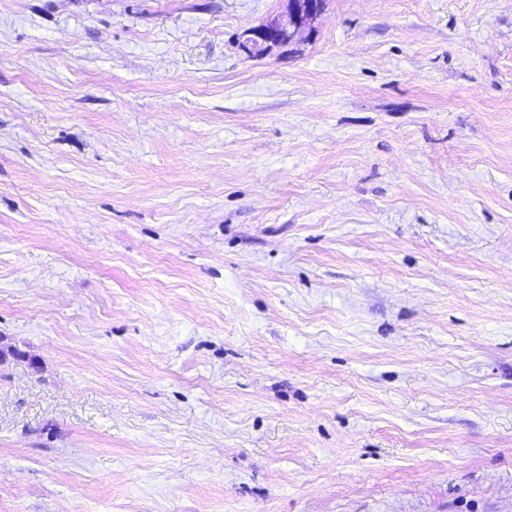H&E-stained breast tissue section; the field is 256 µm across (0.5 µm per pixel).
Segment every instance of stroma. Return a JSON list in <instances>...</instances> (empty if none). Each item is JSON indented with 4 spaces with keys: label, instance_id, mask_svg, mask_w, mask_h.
<instances>
[{
    "label": "stroma",
    "instance_id": "stroma-1",
    "mask_svg": "<svg viewBox=\"0 0 512 512\" xmlns=\"http://www.w3.org/2000/svg\"><path fill=\"white\" fill-rule=\"evenodd\" d=\"M0 0V512H512V0ZM324 5L325 0H288L285 14L245 33L242 50L250 57L263 56L275 47L291 45L309 36L312 23L322 13Z\"/></svg>",
    "mask_w": 512,
    "mask_h": 512
}]
</instances>
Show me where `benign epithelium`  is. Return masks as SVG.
<instances>
[{
    "label": "benign epithelium",
    "instance_id": "7a95c632",
    "mask_svg": "<svg viewBox=\"0 0 512 512\" xmlns=\"http://www.w3.org/2000/svg\"><path fill=\"white\" fill-rule=\"evenodd\" d=\"M325 0H288V11L244 35L242 50L248 56L268 54L273 48L291 45L312 32V23L324 9Z\"/></svg>",
    "mask_w": 512,
    "mask_h": 512
}]
</instances>
